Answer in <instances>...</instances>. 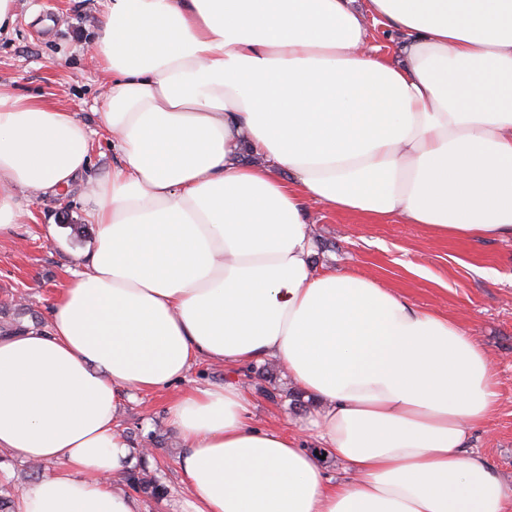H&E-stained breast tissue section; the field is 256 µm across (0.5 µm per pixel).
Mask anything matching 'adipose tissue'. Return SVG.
Segmentation results:
<instances>
[{
	"label": "adipose tissue",
	"instance_id": "obj_1",
	"mask_svg": "<svg viewBox=\"0 0 512 512\" xmlns=\"http://www.w3.org/2000/svg\"><path fill=\"white\" fill-rule=\"evenodd\" d=\"M372 23L402 33L399 59ZM92 49L112 135L88 194L97 245L47 329L0 336V449L54 467L15 512H141L111 485L142 460L127 404L202 361L266 359L311 400L317 451L255 426L240 382L194 386L167 407L182 512H512L466 447L498 401L484 348L317 264L305 218L512 235V0H107ZM90 135L0 87V236L25 213L17 191L89 168Z\"/></svg>",
	"mask_w": 512,
	"mask_h": 512
}]
</instances>
